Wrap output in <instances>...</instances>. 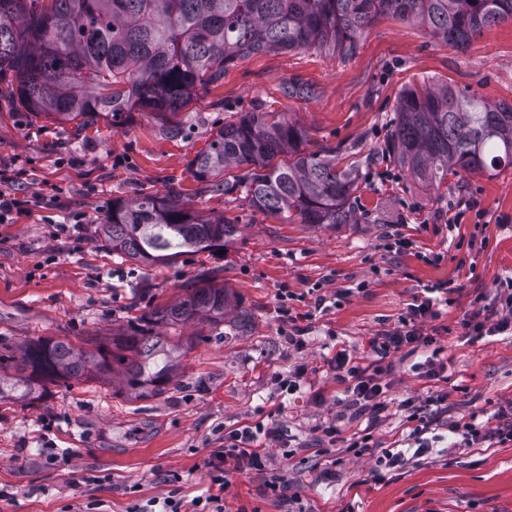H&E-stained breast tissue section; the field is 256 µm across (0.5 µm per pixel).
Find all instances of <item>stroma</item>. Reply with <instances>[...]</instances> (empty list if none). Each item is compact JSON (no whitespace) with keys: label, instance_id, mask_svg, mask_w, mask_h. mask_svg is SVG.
<instances>
[{"label":"stroma","instance_id":"stroma-1","mask_svg":"<svg viewBox=\"0 0 512 512\" xmlns=\"http://www.w3.org/2000/svg\"><path fill=\"white\" fill-rule=\"evenodd\" d=\"M297 81L308 96H287ZM423 81L512 103V23L483 29L460 51L417 23L383 17L346 59L311 49L237 61L172 120L137 110L123 125L102 119L80 129L0 101V170L27 172L22 183H0V191L28 202L12 223H0V345L111 343L131 320L194 287L203 271L230 288L233 311L217 329L162 327L163 335L197 342L161 393L139 395L113 374L49 386L38 400L16 393L0 401V512H62L66 505L81 512L91 501L101 512H129L134 502L167 496L191 512L225 429L258 420L282 432L284 447L270 442L265 451L287 472L288 497L266 494L262 476L235 473L224 512H512V442L447 445L458 421L474 415L493 428L512 415V337L462 329L476 297L493 298L512 277V168L429 190L378 158L397 94ZM260 109L303 127L307 151L336 148L344 162H359L358 223L286 224L251 208L242 194L201 191L189 171L195 155L224 123ZM171 186L199 217L236 225L223 251L186 255L171 266L112 257L96 229L113 200ZM393 234L411 248L388 251ZM431 253L440 261L427 262ZM318 283L342 297L304 322L303 346L294 348L276 292L288 286L303 311ZM437 286L447 288L448 302L423 328L437 334L442 380L428 379L417 356L400 353L387 376L392 398L447 392V408L430 417L428 450L374 481L383 449L412 444L402 416L390 409L372 426L374 447L358 456L340 449L336 462L327 461L319 453L324 426L344 437L368 427L366 415L337 392L330 368L336 351L371 364L369 339ZM299 365L306 368L299 387L280 396L273 374Z\"/></svg>","mask_w":512,"mask_h":512}]
</instances>
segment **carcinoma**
Returning a JSON list of instances; mask_svg holds the SVG:
<instances>
[{
  "mask_svg": "<svg viewBox=\"0 0 512 512\" xmlns=\"http://www.w3.org/2000/svg\"><path fill=\"white\" fill-rule=\"evenodd\" d=\"M383 15L462 50L485 27L512 22V0H0V82L12 103L80 128L102 117L120 125L137 108L173 116L196 88L254 54L316 48L351 57ZM307 138L281 112H246L197 153L192 175L206 192L240 191L252 208L283 220L354 223L358 166L339 165L334 149L306 151ZM382 157L429 189L451 176L491 178L512 167V103L446 84L405 86ZM179 197L171 188L113 202L101 225L107 249L124 261L169 264L224 248L234 225L201 219ZM228 306L224 281L205 275L202 286L132 321L117 353L48 338L8 348L0 352V399L15 390L38 399L50 384L110 375L117 364L128 388L160 393L194 337L171 343L156 326L216 328Z\"/></svg>",
  "mask_w": 512,
  "mask_h": 512,
  "instance_id": "cac0c4a2",
  "label": "carcinoma"
}]
</instances>
